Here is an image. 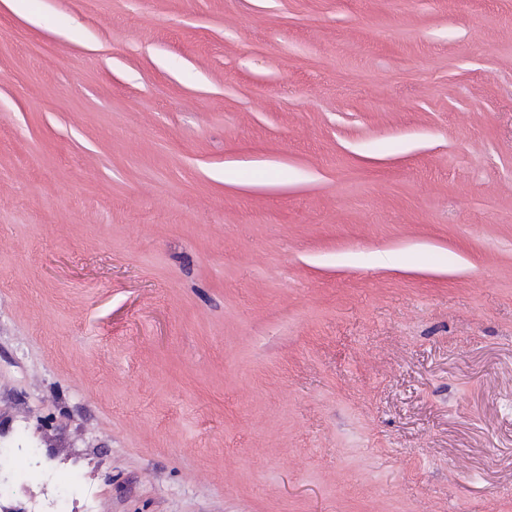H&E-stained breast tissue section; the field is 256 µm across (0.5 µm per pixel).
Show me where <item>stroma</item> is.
Instances as JSON below:
<instances>
[{
	"label": "stroma",
	"instance_id": "obj_1",
	"mask_svg": "<svg viewBox=\"0 0 512 512\" xmlns=\"http://www.w3.org/2000/svg\"><path fill=\"white\" fill-rule=\"evenodd\" d=\"M34 7L0 440L98 512H512V0Z\"/></svg>",
	"mask_w": 512,
	"mask_h": 512
}]
</instances>
